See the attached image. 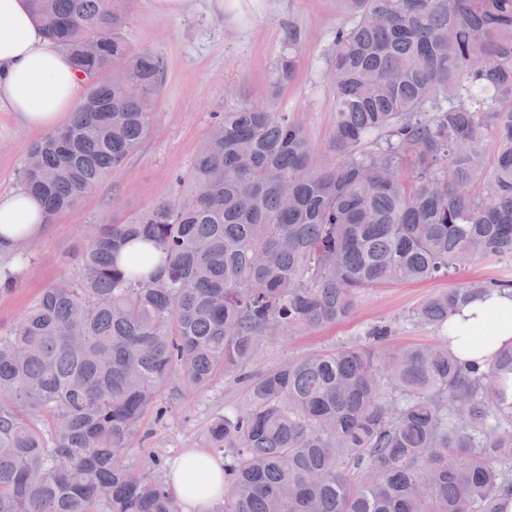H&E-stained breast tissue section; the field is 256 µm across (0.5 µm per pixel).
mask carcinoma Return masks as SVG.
<instances>
[{"label":"carcinoma","instance_id":"carcinoma-1","mask_svg":"<svg viewBox=\"0 0 512 512\" xmlns=\"http://www.w3.org/2000/svg\"><path fill=\"white\" fill-rule=\"evenodd\" d=\"M336 3L327 154L267 102L235 105L178 178L186 192L87 225L75 277L0 331V512H182L155 468L124 463L171 382L245 370L271 332L343 320L363 288L512 258V0ZM28 4L77 70L112 71L28 148L21 184L52 224L139 150L162 62L125 40L128 0ZM489 289L451 286L413 318L443 329ZM387 337L268 369L212 422L210 446L230 452L223 512H503L512 346L481 369Z\"/></svg>","mask_w":512,"mask_h":512}]
</instances>
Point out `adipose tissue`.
I'll return each mask as SVG.
<instances>
[{"instance_id":"ef3b65f1","label":"adipose tissue","mask_w":512,"mask_h":512,"mask_svg":"<svg viewBox=\"0 0 512 512\" xmlns=\"http://www.w3.org/2000/svg\"><path fill=\"white\" fill-rule=\"evenodd\" d=\"M83 82L67 54L44 36L27 0H0V109L16 113L26 128L51 129L74 110ZM43 228L36 197L22 189L0 194L1 248ZM448 343L481 366L512 344V289H489L459 307L448 320ZM169 484L183 512H212L223 496L224 465L207 452L187 451L174 461Z\"/></svg>"}]
</instances>
